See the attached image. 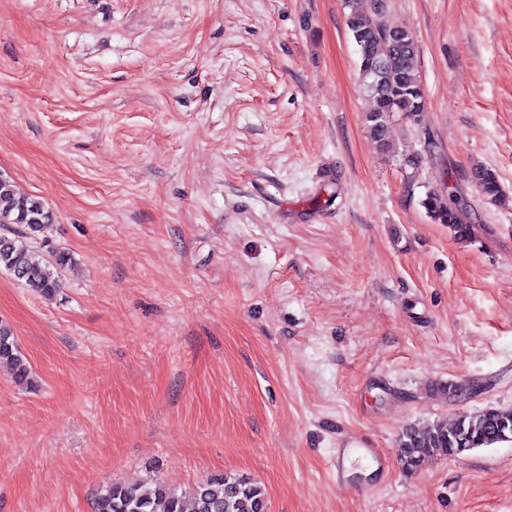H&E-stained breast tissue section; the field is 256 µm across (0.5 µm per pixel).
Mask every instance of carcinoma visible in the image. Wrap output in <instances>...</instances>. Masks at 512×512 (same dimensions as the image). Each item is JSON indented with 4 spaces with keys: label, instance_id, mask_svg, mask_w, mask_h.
I'll return each instance as SVG.
<instances>
[{
    "label": "carcinoma",
    "instance_id": "cac0c4a2",
    "mask_svg": "<svg viewBox=\"0 0 512 512\" xmlns=\"http://www.w3.org/2000/svg\"><path fill=\"white\" fill-rule=\"evenodd\" d=\"M346 7L347 27L358 47L360 79L371 100L367 128L378 148L389 152L393 148V113L416 124L425 111V93L415 66L418 45L410 30L384 23L382 0H373L371 10L364 0H346ZM471 179L485 199L503 200V187L494 169L475 167ZM421 205L435 223L448 225L454 239L468 242L475 237L467 205L454 188L427 192ZM52 223V215L39 198L19 191L9 177L0 174V228H6L0 234V270L16 275L29 291L45 297L60 291L62 271L74 260L73 254L51 245L48 233ZM0 362L11 367L19 385L38 387L12 328L3 321ZM509 441L512 408H487L468 418L409 426L400 435L398 448L405 467L415 470L433 457L457 456ZM93 512H268V501L259 483L218 474L189 491L162 481L149 486L112 483L96 493Z\"/></svg>",
    "mask_w": 512,
    "mask_h": 512
}]
</instances>
